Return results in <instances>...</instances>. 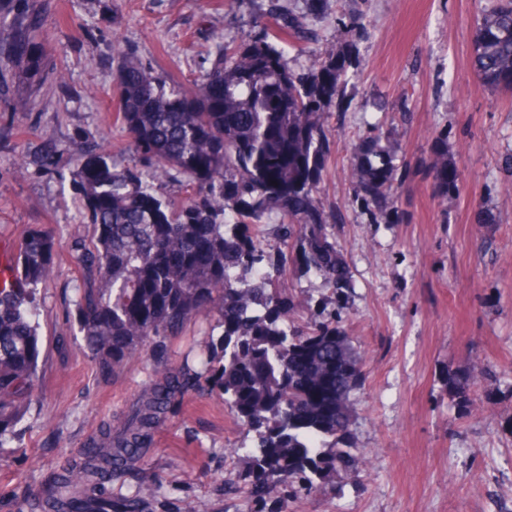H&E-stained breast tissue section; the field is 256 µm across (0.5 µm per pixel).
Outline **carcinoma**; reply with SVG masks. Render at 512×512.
Masks as SVG:
<instances>
[{"instance_id":"1","label":"carcinoma","mask_w":512,"mask_h":512,"mask_svg":"<svg viewBox=\"0 0 512 512\" xmlns=\"http://www.w3.org/2000/svg\"><path fill=\"white\" fill-rule=\"evenodd\" d=\"M258 32L220 48L212 67L188 86L124 57L112 72L116 120L129 136L133 164L109 161V143L76 160L73 187L82 202L74 238L79 274L75 323L83 349L106 373L207 324L198 366L179 370L160 358L154 381L104 428L80 460L60 466L56 485L36 499L40 512H139L136 498L104 490L114 472L146 467L151 430L194 383L224 402L251 434L248 475L265 476L262 496L249 488L252 512L275 496L281 512L327 490L353 466L350 394L363 361L345 336L350 274L332 240L317 194L329 153V106L343 107L345 59L314 56L297 73L288 51L302 50L303 18L258 8ZM39 0L0 7V61L27 79L43 67ZM471 67L482 84L512 92V0H494L476 17ZM390 131L371 124L350 170L352 204L372 221L406 219L396 190L410 163L384 158ZM430 168L443 197L457 174L443 153ZM183 179L184 197L160 192ZM273 224L278 255L259 228ZM56 242L41 228L19 242L12 276L0 284V449L12 442L22 406L37 395L39 288L54 275ZM322 278L333 307L296 319L303 292L285 283L286 261Z\"/></svg>"}]
</instances>
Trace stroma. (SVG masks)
I'll list each match as a JSON object with an SVG mask.
<instances>
[{
    "label": "stroma",
    "mask_w": 512,
    "mask_h": 512,
    "mask_svg": "<svg viewBox=\"0 0 512 512\" xmlns=\"http://www.w3.org/2000/svg\"><path fill=\"white\" fill-rule=\"evenodd\" d=\"M303 17L307 47L349 60L346 105L328 137L320 183L333 239L351 273L345 332L365 380L351 395L358 482L297 502L294 512H512V96L484 87L471 69L478 0H273ZM42 78L0 82V244L31 229L60 242L56 275L40 290L38 397L0 450V512L30 501L78 459L100 428L121 417L152 381L150 360L101 372L79 350L78 273L71 235L81 204L72 160L109 140L130 161L110 95L122 56L189 82L208 71L217 44L253 32L252 0H44ZM391 131L386 155L410 162L399 190L400 224L369 223L352 206L350 168L367 122ZM458 174L436 192L431 148L440 131ZM58 149L55 170L35 162ZM465 379L460 409L448 380ZM245 429L223 403L187 388L153 434L148 468L113 481L149 512H250L241 482Z\"/></svg>",
    "instance_id": "1"
}]
</instances>
